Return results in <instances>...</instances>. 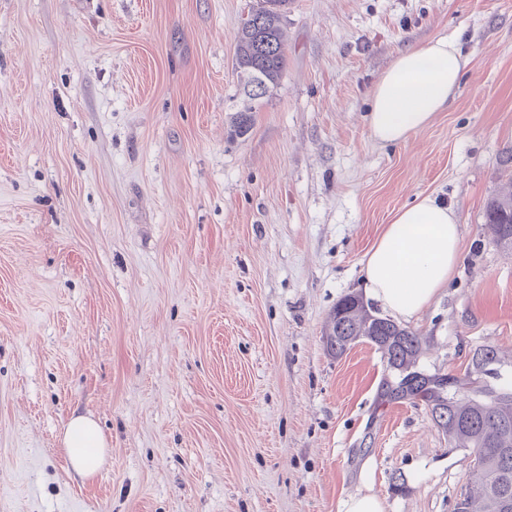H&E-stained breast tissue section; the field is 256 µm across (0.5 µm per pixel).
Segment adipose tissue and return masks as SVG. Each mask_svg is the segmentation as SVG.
Listing matches in <instances>:
<instances>
[{
  "instance_id": "1",
  "label": "adipose tissue",
  "mask_w": 512,
  "mask_h": 512,
  "mask_svg": "<svg viewBox=\"0 0 512 512\" xmlns=\"http://www.w3.org/2000/svg\"><path fill=\"white\" fill-rule=\"evenodd\" d=\"M467 65L456 38H440L400 53L375 84L368 125L373 138L395 144L427 128L454 97ZM456 211L423 197L395 213L370 252L363 273L371 296L391 314L418 315L445 288L460 260ZM72 469L93 476L107 441L96 422L72 415L62 438Z\"/></svg>"
}]
</instances>
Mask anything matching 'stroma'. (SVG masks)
Masks as SVG:
<instances>
[{
  "label": "stroma",
  "instance_id": "obj_1",
  "mask_svg": "<svg viewBox=\"0 0 512 512\" xmlns=\"http://www.w3.org/2000/svg\"><path fill=\"white\" fill-rule=\"evenodd\" d=\"M256 0H0V512H453L472 468L386 362L323 348L366 255L432 196L462 224L446 288L408 323L420 365L512 381V251L485 219L512 151V0H293L280 84L234 67ZM459 36L468 64L423 132L376 142L374 84ZM252 112L246 135L237 116ZM495 373H467L475 349ZM109 442L90 479L72 413ZM62 444L72 469L83 477H92L104 464L107 441L96 422L83 414H72ZM341 512H385L383 500L372 493L357 494L342 503Z\"/></svg>",
  "mask_w": 512,
  "mask_h": 512
}]
</instances>
